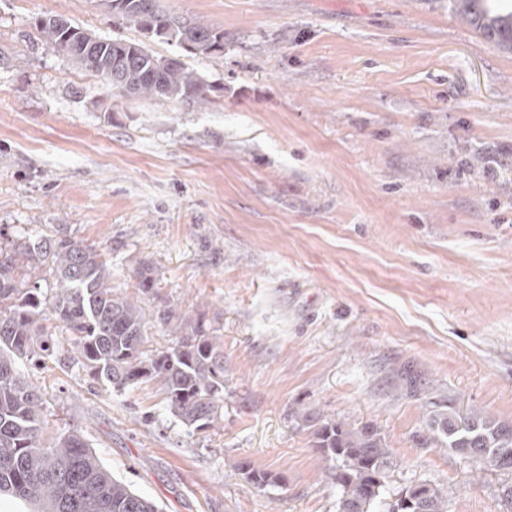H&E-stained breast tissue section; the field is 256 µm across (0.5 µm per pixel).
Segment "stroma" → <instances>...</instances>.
<instances>
[{
	"label": "stroma",
	"instance_id": "1",
	"mask_svg": "<svg viewBox=\"0 0 512 512\" xmlns=\"http://www.w3.org/2000/svg\"><path fill=\"white\" fill-rule=\"evenodd\" d=\"M159 5L222 28L223 53L144 39L100 0H0V245L96 248L151 347L173 343L158 308L203 315L224 419L194 431L155 382L113 390L49 316L55 352L23 370L48 434H80L160 512H339L308 422L333 418L385 437L388 491L428 482L448 512H512L511 470L426 428L440 401L512 422V54L448 0ZM38 18L183 58L212 100L113 94L33 42ZM241 461L285 485L258 491Z\"/></svg>",
	"mask_w": 512,
	"mask_h": 512
}]
</instances>
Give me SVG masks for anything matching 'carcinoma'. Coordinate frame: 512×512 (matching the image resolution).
I'll list each match as a JSON object with an SVG mask.
<instances>
[{
    "mask_svg": "<svg viewBox=\"0 0 512 512\" xmlns=\"http://www.w3.org/2000/svg\"><path fill=\"white\" fill-rule=\"evenodd\" d=\"M108 13L154 36L191 43L197 54L213 55L224 31L180 16L145 0H101ZM448 8L500 50L512 54V10L498 0H448ZM33 27L41 43L70 56L80 67L111 82L124 62L134 80L132 94L203 104L214 92L181 60L158 57L136 41L104 39L72 24L38 19ZM49 287H42L47 278ZM107 264L89 246L69 238L33 246L13 240L0 246V495L25 501L35 512H158L156 504L112 477L86 443L62 432L48 443L42 396L18 369L34 368L54 351L45 333L44 314L53 315L70 333L82 365L116 390L156 382L169 412L184 425L208 430L221 421L224 401V352L202 315L158 310V326L175 336L163 349L146 346L143 308L113 291ZM137 290L155 288L151 270L137 269ZM430 441L460 454L476 456L492 469L512 470V423L480 412L462 415L436 404L428 417ZM321 460L334 471L341 490L339 512H448L441 490L420 483L384 495L392 451L369 426L349 428L322 419L313 431ZM244 479L262 491L285 478L238 464Z\"/></svg>",
    "mask_w": 512,
    "mask_h": 512,
    "instance_id": "obj_1",
    "label": "carcinoma"
}]
</instances>
